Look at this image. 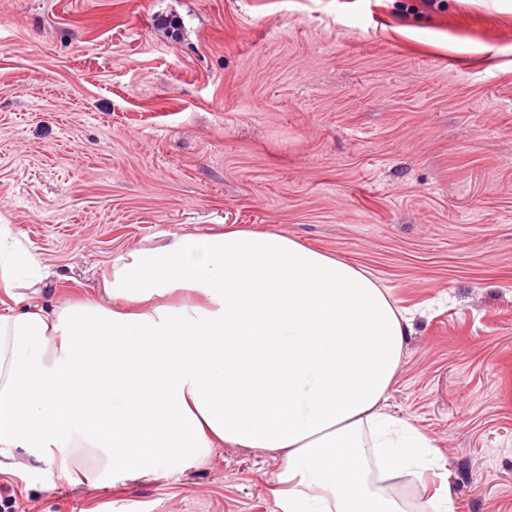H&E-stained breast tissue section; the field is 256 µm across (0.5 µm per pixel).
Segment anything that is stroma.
Returning a JSON list of instances; mask_svg holds the SVG:
<instances>
[{
    "instance_id": "1",
    "label": "stroma",
    "mask_w": 512,
    "mask_h": 512,
    "mask_svg": "<svg viewBox=\"0 0 512 512\" xmlns=\"http://www.w3.org/2000/svg\"><path fill=\"white\" fill-rule=\"evenodd\" d=\"M178 19V33L168 22ZM97 296L112 260L264 229L389 288L412 330L385 409L447 473L425 512H512V12L476 0H0V224ZM274 453L115 485L0 476L25 512H278Z\"/></svg>"
}]
</instances>
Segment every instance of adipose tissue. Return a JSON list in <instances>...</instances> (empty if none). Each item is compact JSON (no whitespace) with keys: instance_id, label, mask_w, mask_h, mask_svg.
<instances>
[{"instance_id":"adipose-tissue-1","label":"adipose tissue","mask_w":512,"mask_h":512,"mask_svg":"<svg viewBox=\"0 0 512 512\" xmlns=\"http://www.w3.org/2000/svg\"><path fill=\"white\" fill-rule=\"evenodd\" d=\"M50 277L0 224V474L47 463L71 483L114 484L229 445L281 453L279 512H405L379 478L446 467L384 410L411 323L348 261L234 230L128 252L95 300L47 306ZM23 371L40 393L22 418ZM252 371L272 392L258 415L242 408Z\"/></svg>"}]
</instances>
